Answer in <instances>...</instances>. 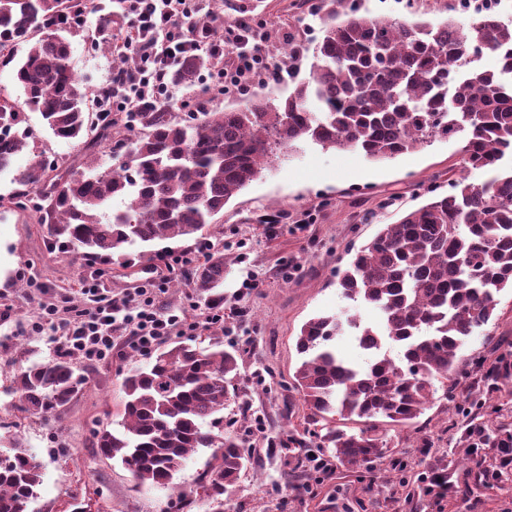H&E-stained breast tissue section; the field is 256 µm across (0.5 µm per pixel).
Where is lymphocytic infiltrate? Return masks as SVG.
<instances>
[{"label": "lymphocytic infiltrate", "instance_id": "f902f5d3", "mask_svg": "<svg viewBox=\"0 0 512 512\" xmlns=\"http://www.w3.org/2000/svg\"><path fill=\"white\" fill-rule=\"evenodd\" d=\"M131 19L125 31L112 38V54L135 58L134 70L112 72L113 109L131 112L136 107L173 97L170 71L182 60L206 52L215 66L208 90L214 95L250 94L256 78L270 65L259 43L262 21L250 18L219 27L201 20L196 0H128ZM90 304L79 312L53 304L42 308L38 325L60 333L65 355L85 362L111 356L116 333H124L131 350L147 355L164 336L184 334L223 320L213 313L199 320L188 313H160L156 299L138 288L115 299L98 285L83 289Z\"/></svg>", "mask_w": 512, "mask_h": 512}]
</instances>
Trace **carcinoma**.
<instances>
[{"mask_svg":"<svg viewBox=\"0 0 512 512\" xmlns=\"http://www.w3.org/2000/svg\"><path fill=\"white\" fill-rule=\"evenodd\" d=\"M76 14L94 16L97 45L121 16L95 0H0V58L15 63L23 88L19 103L0 97V173L28 146L20 128L24 108L40 112L52 133L77 142L87 161L62 174L45 155L17 170L15 192L0 209L30 212L57 242L83 259L112 258L158 239L197 234L265 168L304 144L357 151L373 162L392 160L440 138L460 137L461 168L494 170L476 184L463 176L394 224L336 273L341 294L378 310L375 323L342 312L318 316L300 328L301 361L293 389L304 413L288 435L281 477L296 488L313 449H326L343 467L388 462L385 426L417 419L437 393L455 403L461 431L431 468L448 498L470 499L509 480L512 472V358L492 348L478 362L479 376L457 379L464 340L487 325L497 295L512 289V24L493 8L466 22L377 17L360 0H336L322 19L314 47H290L277 69L288 70L284 98L255 94L240 106L217 110L203 103L181 112L168 100L142 112H90L102 91L82 89L70 63L69 36ZM312 54L308 75L294 68ZM498 56L484 69L477 59ZM213 66L199 53L171 74L177 90L195 89ZM135 133L130 154L109 166L99 153L112 132ZM125 202L113 209L112 202ZM208 305H224V252L204 258L190 277ZM350 335L370 355L359 366L330 341ZM240 375L238 356L221 342L206 347L174 342L124 378L119 429L95 432L99 455L118 459L137 485L176 489L175 474L200 448L213 449L199 478L204 496L223 512L224 494L260 459L221 430L230 387ZM83 384L66 356L21 366L10 385L18 409L45 419L59 416ZM41 465L13 439L0 453V512H30Z\"/></svg>","mask_w":512,"mask_h":512,"instance_id":"carcinoma-1","label":"carcinoma"}]
</instances>
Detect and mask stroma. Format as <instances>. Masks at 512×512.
I'll return each mask as SVG.
<instances>
[{
    "label": "stroma",
    "instance_id": "obj_1",
    "mask_svg": "<svg viewBox=\"0 0 512 512\" xmlns=\"http://www.w3.org/2000/svg\"><path fill=\"white\" fill-rule=\"evenodd\" d=\"M458 0H362L375 16L411 17L418 12L438 22ZM268 32L264 50L279 63L288 43L310 44L321 35L323 0H238ZM71 65L82 88L95 90L109 79L112 57L95 46L88 32L71 39ZM30 147L14 160L26 167L39 150L65 166L84 160L76 143L55 138L36 111H26ZM461 139H442L394 160L373 163L356 152L324 150L312 144L275 164L272 170L236 194L223 215L193 237L156 241L155 249L175 257L207 244L223 250L224 307L232 319L195 331L194 339L223 342L239 356L238 393L224 410V429L241 435L245 448L265 452L262 466L248 468L224 498V512H512V480L483 490L462 504L428 495L409 500L398 476L384 465L371 471L341 466L329 474L307 473L306 487L291 489L280 475L273 449L288 430L289 416H302L291 383L299 356L295 338L300 327L317 315L348 309L366 322L376 312L349 302L336 286L339 267L354 248L370 242L382 225L428 200V188L447 192L449 179L461 176ZM278 214L275 224H262L261 214ZM160 270L153 291L161 313L188 311L206 317L209 308L188 281V272H166L164 262L112 258L106 275L97 263L61 249L46 225L24 214L0 212V436L17 435L42 465V483L32 512H72L81 503L86 512H180L167 488L136 485L118 460L100 457L93 432L115 427L124 400L122 381L146 357L132 352L88 366L79 365L85 383L59 419L28 416L6 390L19 366L58 357L57 333L33 328L42 306H85L83 284L100 282L114 297L131 287L139 267ZM255 287L243 288L245 278ZM512 351V291L499 296L494 318L480 334L469 337L460 351L459 371L468 373L478 356L491 347ZM454 405L433 400L416 423L389 429L396 453H405L411 474L428 470L429 448H445L457 439Z\"/></svg>",
    "mask_w": 512,
    "mask_h": 512
}]
</instances>
